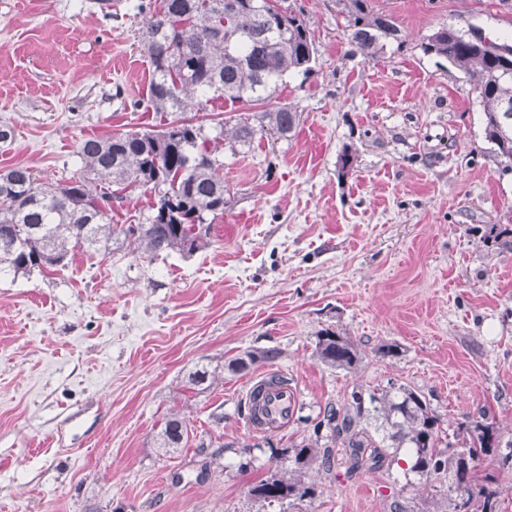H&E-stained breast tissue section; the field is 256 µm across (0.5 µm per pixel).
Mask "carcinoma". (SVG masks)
<instances>
[{
	"mask_svg": "<svg viewBox=\"0 0 512 512\" xmlns=\"http://www.w3.org/2000/svg\"><path fill=\"white\" fill-rule=\"evenodd\" d=\"M227 15L224 0H150L141 28V51L152 77L148 98L157 113L182 112L189 103L202 110L214 99L257 102L266 109L254 121L230 128L231 145L249 146L256 139L286 140L300 116L288 103H273L279 82L292 71L309 73L317 48L307 25L282 0H236ZM349 16L350 53L372 60L385 41L399 39L392 17L369 9L367 0H344ZM424 50L454 64L476 82L485 116V135L512 171V115L501 111L512 102V57L491 55L476 39L448 28L427 38ZM202 125L174 119L160 130L129 131L87 138L78 146L85 175L62 187L38 185L32 170L15 165L0 170V274L54 272L76 248L108 251L112 237L122 235L134 251L148 257L178 251L191 253L204 245L196 228L224 214V164L212 156ZM125 189L158 192L146 224L112 225L96 180ZM512 229L491 225L483 241L512 247ZM315 354L325 365L352 369L361 360L358 346L326 328L316 336ZM278 350L247 352L228 369L238 374L258 361L272 362ZM212 373L205 367L188 376L187 389L200 391ZM440 420L426 398L402 385L357 387L337 408L325 406L314 426L315 439L282 452L291 470L256 483L250 494L268 503L298 504L316 496L308 470L332 471L340 456L346 471L378 470L405 448L411 471L422 477L448 479V512H501L498 491L483 483L478 469L494 456L512 470V440L502 441L487 413L457 426L465 446L438 449ZM326 428L328 444L319 432ZM187 429L172 415L160 431L163 448H177Z\"/></svg>",
	"mask_w": 512,
	"mask_h": 512,
	"instance_id": "1",
	"label": "carcinoma"
}]
</instances>
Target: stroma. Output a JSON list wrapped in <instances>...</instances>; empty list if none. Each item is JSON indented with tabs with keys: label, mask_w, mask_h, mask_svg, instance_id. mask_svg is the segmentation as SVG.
<instances>
[{
	"label": "stroma",
	"mask_w": 512,
	"mask_h": 512,
	"mask_svg": "<svg viewBox=\"0 0 512 512\" xmlns=\"http://www.w3.org/2000/svg\"><path fill=\"white\" fill-rule=\"evenodd\" d=\"M141 2L0 0V126L14 131L0 169L63 186L83 173V139L159 125ZM288 3L318 51L277 93L297 135L235 150L217 123L259 105L186 113L224 163V214L205 245L150 258L119 238L51 274L0 276V512H278L250 487L360 386L425 396L441 444L485 411L512 439V249L483 241L488 225L512 228V172L474 82L422 49L441 27L512 46V0H368L400 29L370 61L349 54L338 0ZM157 199L116 193L113 223H146ZM325 328L357 344L356 368L317 359ZM390 343L401 355L380 357ZM272 347L275 361L227 368ZM201 366L211 386L186 390ZM269 371L300 398L286 429L256 433L246 393ZM174 414L188 435L164 449ZM408 464L402 449L381 470L312 471L317 496L298 512H444Z\"/></svg>",
	"instance_id": "1"
}]
</instances>
